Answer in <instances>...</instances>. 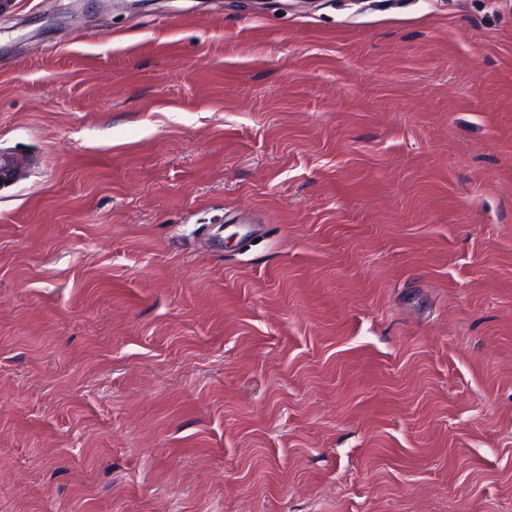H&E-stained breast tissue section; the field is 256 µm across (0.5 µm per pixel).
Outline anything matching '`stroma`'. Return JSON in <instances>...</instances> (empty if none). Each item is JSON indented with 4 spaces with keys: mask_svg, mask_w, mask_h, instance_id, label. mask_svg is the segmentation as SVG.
Returning a JSON list of instances; mask_svg holds the SVG:
<instances>
[{
    "mask_svg": "<svg viewBox=\"0 0 512 512\" xmlns=\"http://www.w3.org/2000/svg\"><path fill=\"white\" fill-rule=\"evenodd\" d=\"M0 512H512V0H0Z\"/></svg>",
    "mask_w": 512,
    "mask_h": 512,
    "instance_id": "obj_1",
    "label": "stroma"
}]
</instances>
